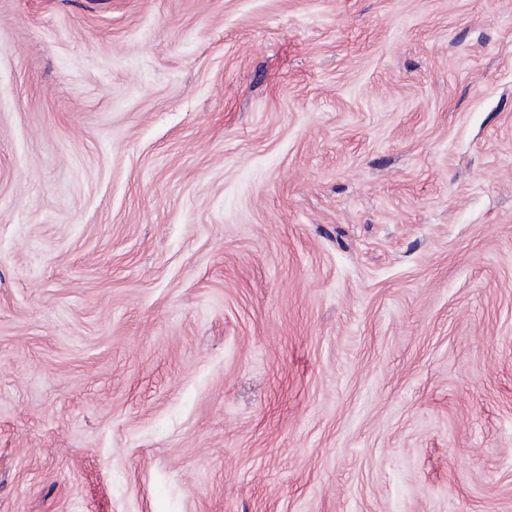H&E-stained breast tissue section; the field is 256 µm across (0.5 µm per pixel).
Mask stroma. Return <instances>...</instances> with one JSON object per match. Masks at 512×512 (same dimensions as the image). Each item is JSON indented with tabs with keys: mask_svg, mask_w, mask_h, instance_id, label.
Segmentation results:
<instances>
[{
	"mask_svg": "<svg viewBox=\"0 0 512 512\" xmlns=\"http://www.w3.org/2000/svg\"><path fill=\"white\" fill-rule=\"evenodd\" d=\"M0 512H512V0H0Z\"/></svg>",
	"mask_w": 512,
	"mask_h": 512,
	"instance_id": "35a3bbf8",
	"label": "stroma"
}]
</instances>
